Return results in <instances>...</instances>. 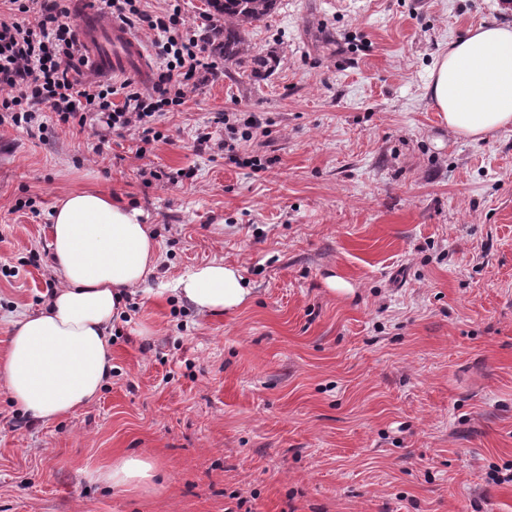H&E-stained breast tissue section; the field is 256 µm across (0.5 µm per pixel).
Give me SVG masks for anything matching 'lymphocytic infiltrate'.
Instances as JSON below:
<instances>
[{
	"instance_id": "f902f5d3",
	"label": "lymphocytic infiltrate",
	"mask_w": 512,
	"mask_h": 512,
	"mask_svg": "<svg viewBox=\"0 0 512 512\" xmlns=\"http://www.w3.org/2000/svg\"><path fill=\"white\" fill-rule=\"evenodd\" d=\"M7 2L8 9L0 10V127L39 137L51 113L63 124L90 125L99 136L137 140L141 158L147 145L161 140L158 123L184 103L187 90L218 76L207 40L187 33L178 9L150 15L141 0H103L117 18L154 35L160 65L151 90L144 92L129 79L84 78L77 26L63 0ZM217 121L224 137L216 145L233 160L241 143L264 132L252 112H224Z\"/></svg>"
}]
</instances>
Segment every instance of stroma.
Wrapping results in <instances>:
<instances>
[{
	"mask_svg": "<svg viewBox=\"0 0 512 512\" xmlns=\"http://www.w3.org/2000/svg\"><path fill=\"white\" fill-rule=\"evenodd\" d=\"M492 20L512 0H278L246 31L274 71L226 67L144 158L75 123L0 128V356L65 193L141 209L161 257L92 405L15 430L0 386V512H512V128L455 136L427 89ZM220 112L257 113L239 155L269 169L198 151ZM211 261L252 296L201 317L170 287ZM131 455L152 488L96 480Z\"/></svg>",
	"mask_w": 512,
	"mask_h": 512,
	"instance_id": "1",
	"label": "stroma"
}]
</instances>
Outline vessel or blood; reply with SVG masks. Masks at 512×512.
Here are the masks:
<instances>
[{"instance_id": "b4317fda", "label": "vessel or blood", "mask_w": 512, "mask_h": 512, "mask_svg": "<svg viewBox=\"0 0 512 512\" xmlns=\"http://www.w3.org/2000/svg\"><path fill=\"white\" fill-rule=\"evenodd\" d=\"M76 23L88 60L107 76L135 75L149 80L153 61L143 40L127 25L94 7H81Z\"/></svg>"}]
</instances>
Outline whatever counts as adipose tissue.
<instances>
[{
    "label": "adipose tissue",
    "mask_w": 512,
    "mask_h": 512,
    "mask_svg": "<svg viewBox=\"0 0 512 512\" xmlns=\"http://www.w3.org/2000/svg\"><path fill=\"white\" fill-rule=\"evenodd\" d=\"M429 96L456 136L478 140L512 127V25L491 22L451 42L434 66ZM51 261L61 283L38 311L13 321L0 382L23 412L50 423L94 402L112 372V328L160 262L152 225L110 194L81 190L53 210ZM174 293L200 315L250 300L240 270L221 261L195 267ZM156 477L144 456L120 459L98 473L114 488H147Z\"/></svg>",
    "instance_id": "1"
}]
</instances>
